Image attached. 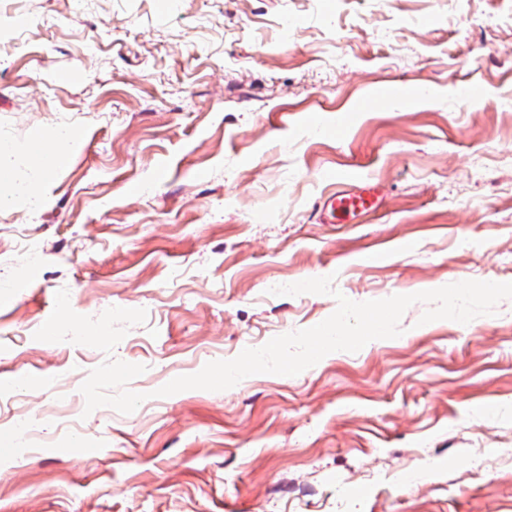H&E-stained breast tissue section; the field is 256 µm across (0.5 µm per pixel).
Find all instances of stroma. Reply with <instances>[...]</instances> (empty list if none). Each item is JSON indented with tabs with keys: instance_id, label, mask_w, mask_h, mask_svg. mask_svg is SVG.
Instances as JSON below:
<instances>
[{
	"instance_id": "obj_1",
	"label": "stroma",
	"mask_w": 512,
	"mask_h": 512,
	"mask_svg": "<svg viewBox=\"0 0 512 512\" xmlns=\"http://www.w3.org/2000/svg\"><path fill=\"white\" fill-rule=\"evenodd\" d=\"M0 25V141L76 134L39 208L0 184V512H512V299L156 394L337 308L274 282L512 283V0H0ZM348 172L379 206L322 223ZM111 358L146 399L86 412Z\"/></svg>"
}]
</instances>
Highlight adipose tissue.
<instances>
[{"label": "adipose tissue", "mask_w": 512, "mask_h": 512, "mask_svg": "<svg viewBox=\"0 0 512 512\" xmlns=\"http://www.w3.org/2000/svg\"><path fill=\"white\" fill-rule=\"evenodd\" d=\"M72 142L73 136L68 128L56 127L34 135L24 149L20 150L13 146L0 149V180L9 184L12 193L26 196L31 202H38L39 188L36 182L18 172L19 153H26L40 177L45 178L54 172L56 156L66 151Z\"/></svg>", "instance_id": "obj_1"}]
</instances>
